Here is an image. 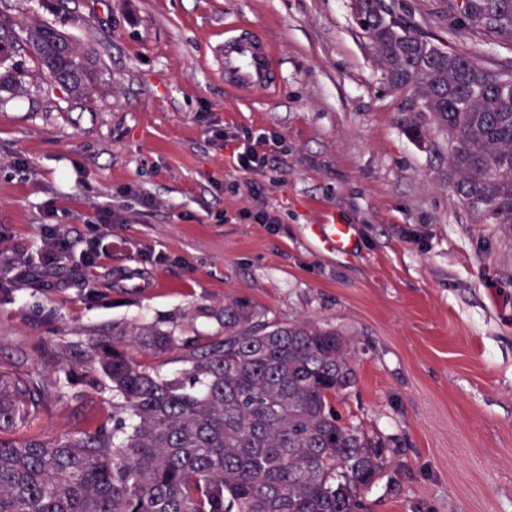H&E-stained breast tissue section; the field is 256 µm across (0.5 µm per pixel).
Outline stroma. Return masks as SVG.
I'll return each instance as SVG.
<instances>
[{
    "label": "stroma",
    "mask_w": 512,
    "mask_h": 512,
    "mask_svg": "<svg viewBox=\"0 0 512 512\" xmlns=\"http://www.w3.org/2000/svg\"><path fill=\"white\" fill-rule=\"evenodd\" d=\"M405 2L424 35L512 64V50L449 36L440 0ZM0 12L91 46L103 68L85 99L22 54L19 86L0 91V261L37 263L49 210L75 243L52 278L0 292V369L50 370L47 339L68 357L67 397L14 438L111 424L93 337L171 332L169 351L135 358L174 375L223 336L239 299L261 321L327 322L355 340L358 383L336 410L389 445L367 512H512V232L456 197L446 137L387 88L351 0H0ZM230 24L274 46L270 93L225 84L215 53ZM249 132L283 144L260 174L235 161ZM102 205L124 218L105 235ZM329 211L355 226L350 250L311 234ZM93 237L94 276L81 249Z\"/></svg>",
    "instance_id": "obj_1"
}]
</instances>
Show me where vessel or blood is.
<instances>
[{"label":"vessel or blood","instance_id":"1","mask_svg":"<svg viewBox=\"0 0 512 512\" xmlns=\"http://www.w3.org/2000/svg\"><path fill=\"white\" fill-rule=\"evenodd\" d=\"M224 78L237 90L254 93L269 90L274 84L276 52L265 39L242 29L224 35L222 49ZM312 233L320 246L328 251L349 250L355 237L353 225L336 216L312 225Z\"/></svg>","mask_w":512,"mask_h":512}]
</instances>
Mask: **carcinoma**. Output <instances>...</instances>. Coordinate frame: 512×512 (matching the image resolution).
Masks as SVG:
<instances>
[{
  "instance_id": "1",
  "label": "carcinoma",
  "mask_w": 512,
  "mask_h": 512,
  "mask_svg": "<svg viewBox=\"0 0 512 512\" xmlns=\"http://www.w3.org/2000/svg\"><path fill=\"white\" fill-rule=\"evenodd\" d=\"M385 83L448 137L453 191L512 230V69L441 47L400 0H356ZM448 32L512 49V0H448ZM25 53L72 95L101 80L95 51L51 25L0 14V86ZM170 334L91 340L112 383L113 427L51 442L11 437L66 398L46 374L0 372V512H364L386 468L385 441L342 422L336 398L357 384V349L313 322L261 323L224 302V336L189 355L183 378L139 364Z\"/></svg>"
}]
</instances>
